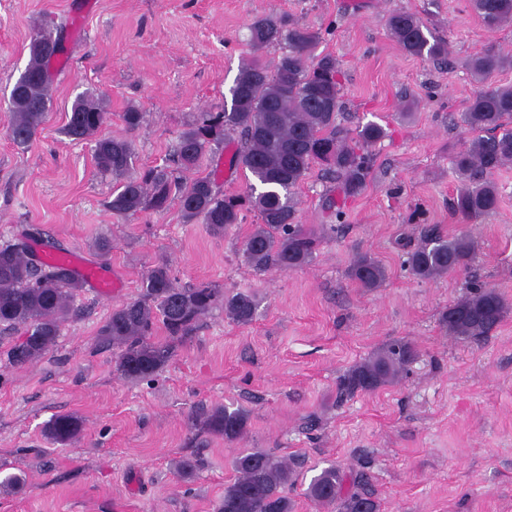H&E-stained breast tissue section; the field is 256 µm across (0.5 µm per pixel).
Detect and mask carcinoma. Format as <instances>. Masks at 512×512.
<instances>
[{
  "label": "carcinoma",
  "mask_w": 512,
  "mask_h": 512,
  "mask_svg": "<svg viewBox=\"0 0 512 512\" xmlns=\"http://www.w3.org/2000/svg\"><path fill=\"white\" fill-rule=\"evenodd\" d=\"M469 6L490 29L512 23V0H469ZM387 25L405 54L448 61V42L435 36L416 14L394 12ZM320 40V33L307 26L273 16L255 17L249 25V41L258 50L283 46L277 62L271 66L255 56L243 63L230 89V108L201 113L181 131L166 164L141 172L134 169L131 141L100 134L107 112L93 90L77 96L61 133L93 144L97 168L115 183L107 202L112 214L163 212L174 202L185 223L200 220L212 235L222 236L243 222L245 212L254 211L259 223L244 241L245 265L259 274L302 269L315 260L320 236L298 223L293 190L318 165L345 192H360L369 175L366 149L385 134L382 126L369 122L352 137L338 123L342 110L338 62L329 53L314 56ZM63 52L59 35L41 48L29 47L24 75L9 97L10 137L19 146L32 143L46 120L52 69ZM509 64L512 56L489 50L470 60L478 88L460 120L477 135L452 161L464 182L453 211L469 222L497 209L499 191L489 175L512 163V85L484 86L491 74ZM234 137L238 147L230 163L254 180L243 195L224 194L216 173L201 172L205 158ZM41 238L40 227L29 224L0 245V328L23 330L22 340L10 349L16 368L33 365L56 344L74 297L85 286L67 265L36 255L32 244ZM475 253L470 235L448 237L430 228L406 252L405 263L415 277L436 280L466 268ZM348 276L363 288L375 289L386 280V270L376 259L360 255ZM219 305L226 318L238 325L252 323L257 311V302L248 293L226 297L211 284L179 286L167 263L159 262L142 280L139 296L114 309L99 335L120 349L115 370L122 377L145 380L167 365L177 344ZM511 309L495 288L479 286L448 306L441 324L457 340L476 342L489 336ZM158 324L165 339L153 341ZM415 357L410 343L396 340L355 365L342 379L340 393L370 392L390 384ZM248 419L243 409L219 405L203 416L198 427L234 443L244 437ZM81 432L82 422L72 414L52 417L44 430L48 440L61 444L77 439ZM234 470L236 476L224 487L214 512H293L292 502L283 494L295 477L287 460L253 449L236 457ZM343 485L344 476L329 466L311 479L306 496L336 512H379L364 476H358V489L353 492H344Z\"/></svg>",
  "instance_id": "1"
}]
</instances>
